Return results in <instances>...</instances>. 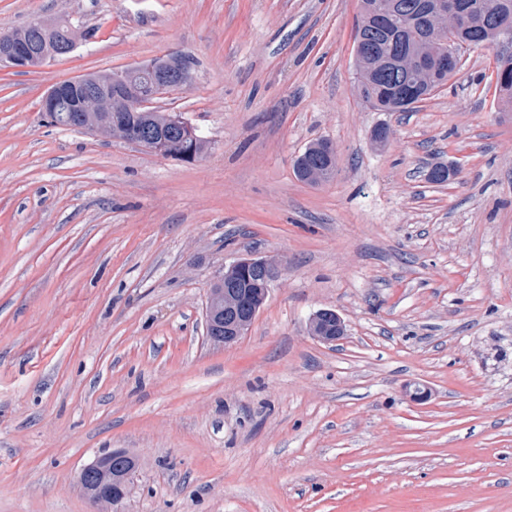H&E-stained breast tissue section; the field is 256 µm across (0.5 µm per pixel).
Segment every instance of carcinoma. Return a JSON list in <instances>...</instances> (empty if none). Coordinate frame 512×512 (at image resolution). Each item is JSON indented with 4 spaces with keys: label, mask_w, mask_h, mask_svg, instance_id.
Here are the masks:
<instances>
[{
    "label": "carcinoma",
    "mask_w": 512,
    "mask_h": 512,
    "mask_svg": "<svg viewBox=\"0 0 512 512\" xmlns=\"http://www.w3.org/2000/svg\"><path fill=\"white\" fill-rule=\"evenodd\" d=\"M424 0H363L357 26L364 27L365 36L372 49L355 60V68L362 73L363 98L379 112H408L435 95L437 89L448 81L451 72L436 70L429 75H421L409 70H400L397 62L415 50L416 35L427 28L421 20L418 5ZM484 11H469L463 18V32L456 47L475 42L479 45L492 42L496 28L501 22L512 23V0H484ZM395 5L397 11L405 10L412 15L414 27L403 34H389L385 28L389 24L387 8ZM88 38L90 32L80 30L72 22L65 21L51 31L41 32L26 25L13 30V34L33 46L31 66L44 65L42 52L48 47L67 43L74 34ZM496 84L502 99L512 103V54L504 53L496 60ZM126 75L125 98L128 100L149 97L155 93L153 77L140 67L123 69ZM126 104L117 101L110 112H74L73 121L91 127L112 129L114 121L155 138V148L162 155L180 159V153L193 150L201 157L208 149V141L189 122L175 127L174 114L164 112H125ZM324 170L327 179H332L336 171V155L330 150V142L320 140L310 144L295 161V172L299 179H306L309 169ZM207 304L216 313L224 311V276L211 285ZM115 480L114 454L97 458L91 464V474L78 480L87 498L95 505L101 501L103 490L113 485Z\"/></svg>",
    "instance_id": "1"
}]
</instances>
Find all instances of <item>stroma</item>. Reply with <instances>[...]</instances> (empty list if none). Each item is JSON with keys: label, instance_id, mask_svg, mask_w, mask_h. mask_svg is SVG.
<instances>
[{"label": "stroma", "instance_id": "obj_1", "mask_svg": "<svg viewBox=\"0 0 512 512\" xmlns=\"http://www.w3.org/2000/svg\"><path fill=\"white\" fill-rule=\"evenodd\" d=\"M359 0H0V31L91 38L0 65V512H96L98 456H142L121 512H512V106L496 48L379 112L353 90ZM175 53L157 99L187 163L54 125V83ZM387 125L386 142L373 131ZM330 140L336 174L297 178ZM454 166L445 184L436 164ZM284 270L247 335L209 341L211 284ZM335 309L333 345L309 321ZM428 390L416 402L415 387ZM496 84L502 99L507 103H512V54L503 53L496 60ZM154 78L161 91H174L189 86L194 81L193 74L189 70H183L174 74L164 68H154ZM328 140L310 144L295 161V172L299 179L306 180L309 168H320L327 174L326 181L333 178L336 171V154L330 150ZM236 271L254 272L264 281L267 287L264 289V293H266L281 275V263L272 257L243 258L229 266L230 275ZM309 334L324 344L336 343L345 334L344 321L335 310L321 309L310 321ZM115 454L124 455V452L116 450L110 454L99 457L90 464L91 474H89L90 469L87 466L78 474L80 477H85L89 474L84 479L78 478V483L84 490L87 498L95 506H98L100 503L103 490L108 486H113L116 475L114 463Z\"/></svg>", "mask_w": 512, "mask_h": 512}]
</instances>
